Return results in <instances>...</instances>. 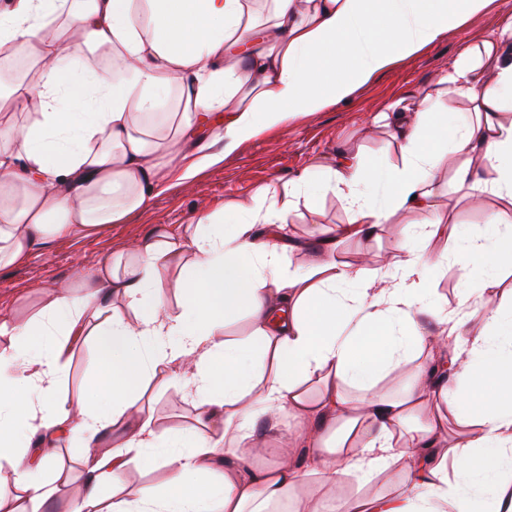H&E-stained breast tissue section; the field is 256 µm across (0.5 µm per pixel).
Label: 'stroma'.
<instances>
[{
    "instance_id": "obj_1",
    "label": "stroma",
    "mask_w": 512,
    "mask_h": 512,
    "mask_svg": "<svg viewBox=\"0 0 512 512\" xmlns=\"http://www.w3.org/2000/svg\"><path fill=\"white\" fill-rule=\"evenodd\" d=\"M502 20L501 7L491 6L413 56L399 59L374 75L343 101L263 129L226 154L222 161L200 168L190 185L180 184L176 176H168L161 193L150 205L123 223L86 238H55L36 257L1 268L0 315L9 314L23 321L36 317L46 303L50 287L76 286L84 271L129 247L154 225L189 224L202 210L220 213L231 203L256 204L265 185L274 180L287 183L315 158L334 164L338 150L344 148L363 154L375 164L399 162L400 151L395 141L387 129L371 124V115L397 101L413 109L419 107L425 95L438 94V77L447 72L465 47L479 46L492 39ZM453 166V161L443 162L435 193L440 199L454 200L457 223L474 234H490L492 228L486 217L501 208V200L489 191L475 198L456 193L450 182ZM349 218L344 203L327 192L315 206L299 204L291 218L290 231L303 238L311 229L344 224ZM426 219V213L420 211L400 212L373 236L338 241L336 257L369 272H378L395 254L404 226L420 225ZM67 353L68 369L59 385V396L71 405L95 398L96 393L89 385L97 367L91 337H71ZM144 407L162 430L188 429L195 423V408L175 387L149 396Z\"/></svg>"
}]
</instances>
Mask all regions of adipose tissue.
Returning <instances> with one entry per match:
<instances>
[{"mask_svg":"<svg viewBox=\"0 0 512 512\" xmlns=\"http://www.w3.org/2000/svg\"><path fill=\"white\" fill-rule=\"evenodd\" d=\"M250 0H11L0 12V46L27 57L35 79L0 89V268L29 259L43 242L87 236L145 208L172 161L183 178L263 127L318 112L355 87L459 28L494 0H273L253 20ZM472 109L449 118L428 97L371 121L391 130L401 164L370 165L343 154L315 161L288 193L278 182L260 205H235L232 235L222 216L199 212L181 230L157 225L80 278V293L47 292L39 319L0 316L14 348L0 356V460L13 474L0 512H39L68 475L59 445L81 450L83 493L67 512H309L308 485L333 491L319 512H512V298L499 295L512 267V16L494 39L462 51L439 78ZM183 103L170 140L142 137L138 122L171 90ZM34 112L32 122L13 115ZM223 121L198 139L196 126ZM468 193L493 192V237L469 233L453 203L435 199L442 157ZM332 190L348 223L323 231L324 260L285 270L301 250L288 220L299 201ZM433 213L404 228L382 274L336 260L337 239L370 236L402 211ZM476 287L459 311L437 303L428 269L439 239ZM179 311H168V292ZM120 300L134 320L111 313ZM484 312L480 329L467 319ZM246 345L226 338L240 312ZM96 345L99 400L73 409L57 387L64 337ZM23 366L17 376L15 366ZM408 367L399 391L381 387ZM180 386L197 410L188 430L159 431L141 400ZM460 428L441 449L444 422ZM287 431L288 444L251 462L258 422ZM112 448L101 451L102 439ZM166 471L168 488L142 486L125 499L132 462ZM399 470L397 490L347 495Z\"/></svg>","mask_w":512,"mask_h":512,"instance_id":"1","label":"adipose tissue"}]
</instances>
